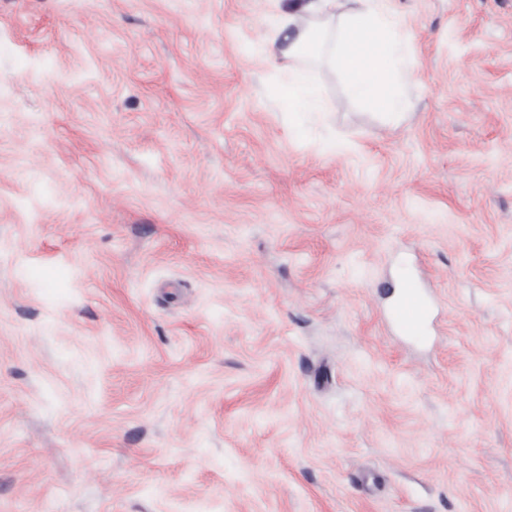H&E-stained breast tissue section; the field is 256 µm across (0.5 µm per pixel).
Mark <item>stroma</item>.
<instances>
[{"instance_id":"obj_1","label":"stroma","mask_w":512,"mask_h":512,"mask_svg":"<svg viewBox=\"0 0 512 512\" xmlns=\"http://www.w3.org/2000/svg\"><path fill=\"white\" fill-rule=\"evenodd\" d=\"M387 6L397 122L276 0H0V512H512V0ZM402 298L394 308V316L409 335L419 334L428 315V307L418 291L419 286L408 280L403 286Z\"/></svg>"}]
</instances>
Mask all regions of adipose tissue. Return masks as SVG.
<instances>
[{
	"instance_id": "ef3b65f1",
	"label": "adipose tissue",
	"mask_w": 512,
	"mask_h": 512,
	"mask_svg": "<svg viewBox=\"0 0 512 512\" xmlns=\"http://www.w3.org/2000/svg\"><path fill=\"white\" fill-rule=\"evenodd\" d=\"M397 17L384 0H291L273 16L266 43L271 55L294 60L283 86V101L293 110L320 109L309 67L324 63L339 68L346 91L373 102L400 118L406 101L401 89L410 82L406 41Z\"/></svg>"
}]
</instances>
